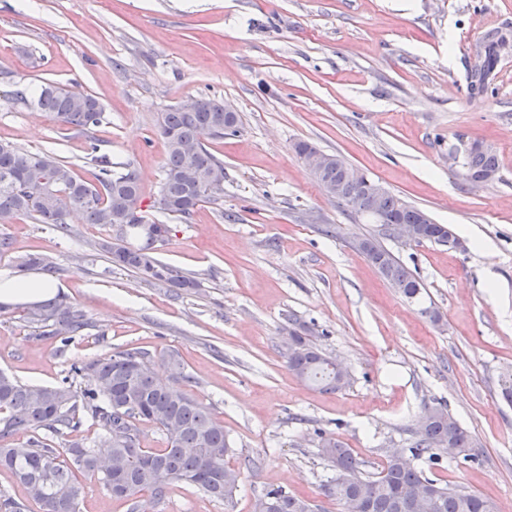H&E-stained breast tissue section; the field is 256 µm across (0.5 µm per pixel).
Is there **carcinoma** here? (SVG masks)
<instances>
[{
	"mask_svg": "<svg viewBox=\"0 0 512 512\" xmlns=\"http://www.w3.org/2000/svg\"><path fill=\"white\" fill-rule=\"evenodd\" d=\"M497 34L485 37L480 64L468 75L469 93L486 94L488 77L499 57ZM39 110L53 115L61 125L85 131L103 118L99 101L74 94L62 87L47 85L33 100ZM241 119L224 116V104L197 98L187 111L179 103L162 113L159 132L167 155L163 166L159 209L189 218L205 202L224 195V160L200 140L203 133L214 138L234 136ZM95 171L92 179L79 175L71 163L49 152H31L0 143V224H11L20 216L48 224L59 235H71L70 217L78 215L86 224H101L114 230L113 240L101 244L115 267L137 272L145 280L189 290L199 287L195 277L162 262L155 255L154 241L142 237L137 226L147 223L144 215L135 222L124 219L128 208L140 202L142 191L135 169L126 165L114 169L112 161L91 146ZM462 167L466 179L483 183L498 170L496 155L480 143L464 148ZM347 164L335 154L314 178L323 190L357 213L370 216L387 228L392 224H415L421 242L442 245L448 225L437 224L423 210L386 191L376 195L348 181ZM361 253L401 296L415 299L422 283L383 246L362 239ZM25 321L40 336H56L67 346L84 335L90 325L86 314L60 296L26 307ZM288 342V369L302 381L321 391L335 392L347 387L346 367L324 356L307 337V329L296 324ZM159 364L172 373L164 382L152 368ZM189 376L180 357L168 352L157 358L140 350L119 351L82 366L72 365L69 375L55 386L24 385L0 372V470L11 473L24 488L37 484L42 495L17 500L0 491V512H28L34 503L40 512H81L83 489L73 480L80 472L97 478L113 498L130 503L138 512L141 498L163 502L170 486L192 485L211 498L232 499L241 472L228 465L229 444L224 425L213 411L195 400L186 389ZM91 414L98 426L93 438L60 446L57 440L82 426L79 410ZM418 438L409 448L411 457L424 456L439 462L440 446L457 449V455L474 458L475 443L470 434L442 406L424 414ZM151 425L165 435L166 447H141V426ZM27 434L24 443L10 438ZM320 452L334 466L336 475L323 486L324 495L338 505L357 498L363 512H415L414 499L425 491L434 494L433 512H500L498 504L464 488L428 478L413 464L386 459L382 469L365 476L351 449L339 440L326 437ZM312 512L311 504L281 489H272L255 504V512Z\"/></svg>",
	"mask_w": 512,
	"mask_h": 512,
	"instance_id": "1",
	"label": "carcinoma"
}]
</instances>
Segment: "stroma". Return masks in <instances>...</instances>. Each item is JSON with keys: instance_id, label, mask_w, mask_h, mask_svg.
Instances as JSON below:
<instances>
[{"instance_id": "stroma-1", "label": "stroma", "mask_w": 512, "mask_h": 512, "mask_svg": "<svg viewBox=\"0 0 512 512\" xmlns=\"http://www.w3.org/2000/svg\"><path fill=\"white\" fill-rule=\"evenodd\" d=\"M512 36V0H0V142L53 151L89 175L92 149L138 171L142 208L171 227L157 256L194 276L174 289L112 266L110 228L74 223L61 237L20 218L0 227L18 260L45 257L58 294L90 327L69 346L36 335L23 305L0 312V372L55 385L72 364L139 349L174 350L191 395L224 424L242 478L232 501L185 484L153 512H254L266 491L340 512L322 493L334 475L320 436L351 448L364 473L410 447L426 408L446 406L476 461L424 473L512 512V54L493 94L470 97L467 73L485 34ZM56 83L104 109L88 131L15 101ZM189 98L239 112L237 135L206 138L224 161V196L186 221L158 209L166 144L160 115ZM307 141L340 155L463 246L404 245L328 196L293 151ZM498 158L496 177L461 175L464 145ZM375 234L421 280L410 302L354 246ZM432 306L434 323L421 313ZM351 375L336 392L286 363L290 322Z\"/></svg>"}]
</instances>
